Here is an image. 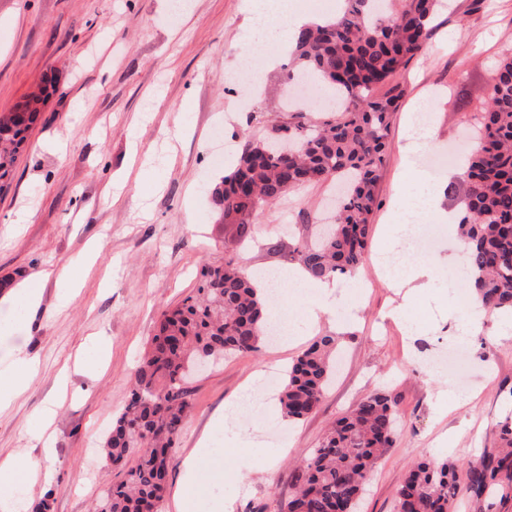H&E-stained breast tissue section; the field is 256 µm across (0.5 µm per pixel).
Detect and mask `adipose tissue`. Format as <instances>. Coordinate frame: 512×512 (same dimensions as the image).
Returning a JSON list of instances; mask_svg holds the SVG:
<instances>
[{"instance_id":"adipose-tissue-1","label":"adipose tissue","mask_w":512,"mask_h":512,"mask_svg":"<svg viewBox=\"0 0 512 512\" xmlns=\"http://www.w3.org/2000/svg\"><path fill=\"white\" fill-rule=\"evenodd\" d=\"M247 9L253 29L263 41L274 47L273 52L265 57V67L269 70L276 67L282 55L292 50V37L296 30L324 23L328 19L325 12L301 9L293 0H249ZM397 200L394 222L384 230V238L388 243L384 255L386 278L393 285H409L422 290L438 277L441 261L432 258L412 260L399 251L398 244L406 236L408 227L421 216H432L452 227L456 224V213L443 207L441 196L430 189L413 197L401 193ZM255 284L260 292L268 295L286 286L298 289L296 310L308 327H315L321 318L336 315L335 280L314 279L304 269L296 267L285 272H258ZM37 366L36 356L25 350H18L11 356L8 373L0 376V406L10 403L25 391L27 381ZM243 403L269 412L278 407L276 401L262 398L253 388H245L234 402L225 405L216 416V422L224 432L225 443H243L247 440L246 434L234 420L236 406ZM219 454L211 436L205 435L198 440L183 464L181 479L174 492L175 512H192L194 496L201 486L214 489L223 485L224 471L220 468L211 470L207 484L199 482L202 466Z\"/></svg>"}]
</instances>
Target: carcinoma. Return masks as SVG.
<instances>
[{
  "label": "carcinoma",
  "instance_id": "obj_1",
  "mask_svg": "<svg viewBox=\"0 0 512 512\" xmlns=\"http://www.w3.org/2000/svg\"><path fill=\"white\" fill-rule=\"evenodd\" d=\"M333 20L295 34L292 65L312 72L347 98L342 111L288 113L263 137L245 134L230 173L211 191L220 220L252 234V218L290 191L350 178L337 198L332 231L298 240L292 256L314 278L351 275L366 258L370 216L390 117L401 95L405 66L424 47L442 0H344ZM35 97L26 112L0 116V191L11 183L17 154L36 121ZM294 149L282 155L277 141ZM462 178L465 201L458 231L466 246L467 288L490 311L512 312V53L499 62ZM253 280L231 258L208 264L198 287L162 312L156 334L135 371L131 398L112 419L107 455L122 467L103 492L97 512H161L176 441L191 409L188 379L208 360L260 350L268 339ZM338 340L323 336L289 365L280 396L290 421L319 407L335 366ZM396 401L368 397L340 418L320 447L309 451L288 498V512H356L381 452L396 435ZM501 447L459 473L446 461H420L395 493V512H455L460 487L491 510L512 498V422Z\"/></svg>",
  "mask_w": 512,
  "mask_h": 512
}]
</instances>
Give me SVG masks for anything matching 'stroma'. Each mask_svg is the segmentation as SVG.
<instances>
[{
  "instance_id": "35a3bbf8",
  "label": "stroma",
  "mask_w": 512,
  "mask_h": 512,
  "mask_svg": "<svg viewBox=\"0 0 512 512\" xmlns=\"http://www.w3.org/2000/svg\"><path fill=\"white\" fill-rule=\"evenodd\" d=\"M244 47L258 58L271 51L255 35L245 0H0V113L40 86L49 91L12 186L0 194V297L30 282L42 294L22 339L39 370L0 409V460L22 453L36 467L20 489L32 512L45 501L50 512H92L116 474L101 449L103 434L130 396L160 313L193 292L202 265L232 257L251 272L292 268L296 240L326 216L330 188L323 184L264 208L254 239L217 218L211 189L225 168L216 152L225 142L240 148L243 129L260 136L284 116L278 91L286 67L261 71L249 90L230 83ZM511 49L512 0H453L438 13L425 49L404 71L366 259L354 276L337 278L335 319L195 376L169 488L203 433L223 447L218 410L250 381L278 396L289 363L318 336L336 337L340 356L315 413L298 422L257 408L236 415L260 441L246 450L249 472L224 475L222 493L234 512H278L310 449L380 391L397 399L399 426L361 512H393L397 487L422 459L445 458L464 470L497 447V425L512 414V338L496 339V325L484 319L460 383L430 367L456 332L452 308L464 302L456 231L445 229L424 250L448 265L410 299L411 317L425 327L417 339L390 318L403 293L375 257L385 247L382 228L397 187L419 189L405 181L407 170L425 171L446 206L463 208L466 132ZM425 98L434 135L426 149L409 152L408 119ZM46 268L56 276L41 278ZM441 390L466 401L437 416Z\"/></svg>"
}]
</instances>
